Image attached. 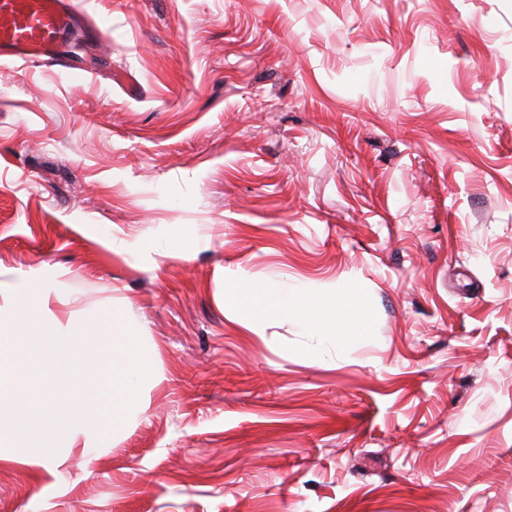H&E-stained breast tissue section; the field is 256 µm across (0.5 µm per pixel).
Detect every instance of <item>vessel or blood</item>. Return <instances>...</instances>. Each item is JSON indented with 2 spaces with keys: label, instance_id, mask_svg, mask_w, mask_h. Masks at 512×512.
I'll use <instances>...</instances> for the list:
<instances>
[{
  "label": "vessel or blood",
  "instance_id": "b4317fda",
  "mask_svg": "<svg viewBox=\"0 0 512 512\" xmlns=\"http://www.w3.org/2000/svg\"><path fill=\"white\" fill-rule=\"evenodd\" d=\"M72 13L70 0H0V57L33 65L56 59Z\"/></svg>",
  "mask_w": 512,
  "mask_h": 512
}]
</instances>
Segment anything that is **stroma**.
<instances>
[{"instance_id":"1","label":"stroma","mask_w":512,"mask_h":512,"mask_svg":"<svg viewBox=\"0 0 512 512\" xmlns=\"http://www.w3.org/2000/svg\"><path fill=\"white\" fill-rule=\"evenodd\" d=\"M76 3L73 67L0 60V284L159 381L111 447L32 431L0 512H512V0ZM228 270L371 334L253 332ZM168 245L172 250L169 255L178 257H187L190 254L191 242L181 225H169Z\"/></svg>"}]
</instances>
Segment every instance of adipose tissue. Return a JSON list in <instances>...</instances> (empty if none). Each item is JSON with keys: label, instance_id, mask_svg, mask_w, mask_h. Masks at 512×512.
I'll return each mask as SVG.
<instances>
[{"label": "adipose tissue", "instance_id": "ef3b65f1", "mask_svg": "<svg viewBox=\"0 0 512 512\" xmlns=\"http://www.w3.org/2000/svg\"><path fill=\"white\" fill-rule=\"evenodd\" d=\"M224 283L225 302L234 314L247 319L253 327L287 319L302 333L319 337L321 344L337 349L369 333L362 309V289L316 293L297 283L249 284L233 280L229 275L225 276Z\"/></svg>", "mask_w": 512, "mask_h": 512}]
</instances>
